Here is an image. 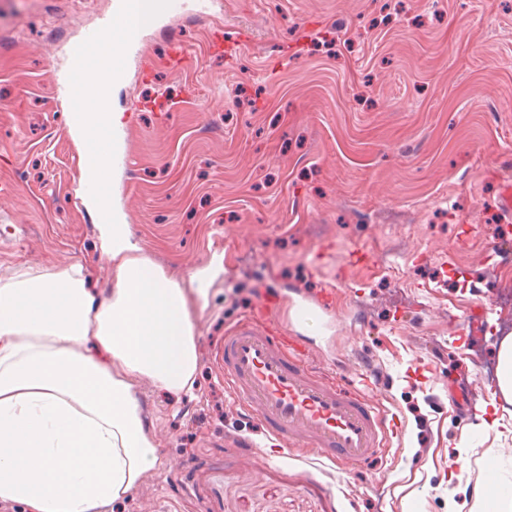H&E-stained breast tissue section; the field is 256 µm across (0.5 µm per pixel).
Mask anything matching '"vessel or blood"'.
I'll return each instance as SVG.
<instances>
[{"mask_svg": "<svg viewBox=\"0 0 512 512\" xmlns=\"http://www.w3.org/2000/svg\"><path fill=\"white\" fill-rule=\"evenodd\" d=\"M208 9L213 0H115L95 29L62 50L64 62L83 74L96 69L119 80L142 54V33L154 22L185 12L189 2ZM296 337L249 315L229 327L221 360L232 399L251 412L277 447H311L336 463H358L397 437L395 416L370 398L336 388L313 374Z\"/></svg>", "mask_w": 512, "mask_h": 512, "instance_id": "obj_1", "label": "vessel or blood"}]
</instances>
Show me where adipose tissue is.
Masks as SVG:
<instances>
[{
	"label": "adipose tissue",
	"mask_w": 512,
	"mask_h": 512,
	"mask_svg": "<svg viewBox=\"0 0 512 512\" xmlns=\"http://www.w3.org/2000/svg\"><path fill=\"white\" fill-rule=\"evenodd\" d=\"M67 125L83 179L107 182L102 141L122 128L121 113L88 97ZM98 229L105 292L78 264L0 277V501L27 512H102L124 499L164 461L142 418V385L180 397L197 382L194 317L207 306L212 266L177 277L117 211ZM486 456L492 475L468 512H512V472L496 450Z\"/></svg>",
	"instance_id": "obj_1"
}]
</instances>
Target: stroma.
I'll use <instances>...</instances> for the list:
<instances>
[{
	"instance_id": "1",
	"label": "stroma",
	"mask_w": 512,
	"mask_h": 512,
	"mask_svg": "<svg viewBox=\"0 0 512 512\" xmlns=\"http://www.w3.org/2000/svg\"><path fill=\"white\" fill-rule=\"evenodd\" d=\"M111 4L0 0L1 277L79 263L110 285L52 71ZM216 24L234 56L210 52ZM176 37L189 52L172 71ZM142 47L154 75L133 62L113 87L114 201L158 264L187 276L220 255L224 271L196 320L195 398L141 388L166 461L106 512H448L486 449L512 461V404L482 408L512 335V0H218ZM161 94L178 110L148 109ZM318 302L322 333L289 323ZM261 305L310 366L396 414L385 459H272L220 363L225 328Z\"/></svg>"
}]
</instances>
